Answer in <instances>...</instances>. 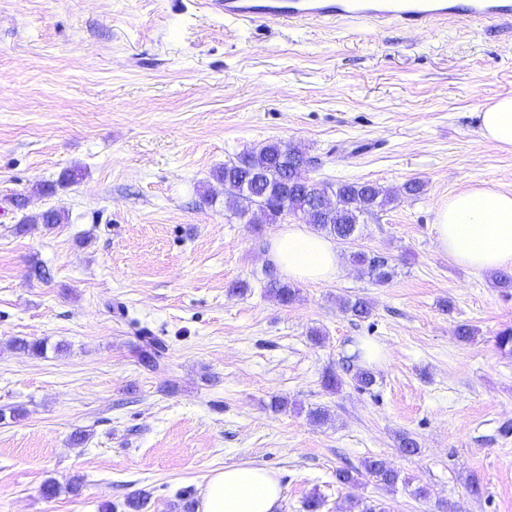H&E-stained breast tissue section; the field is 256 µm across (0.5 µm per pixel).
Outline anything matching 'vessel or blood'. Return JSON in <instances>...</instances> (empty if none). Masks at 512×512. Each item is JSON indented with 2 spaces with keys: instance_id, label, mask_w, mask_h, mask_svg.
Listing matches in <instances>:
<instances>
[{
  "instance_id": "obj_1",
  "label": "vessel or blood",
  "mask_w": 512,
  "mask_h": 512,
  "mask_svg": "<svg viewBox=\"0 0 512 512\" xmlns=\"http://www.w3.org/2000/svg\"><path fill=\"white\" fill-rule=\"evenodd\" d=\"M226 18L282 27L345 23L368 28L413 31L448 18L490 24L512 18V0H208Z\"/></svg>"
}]
</instances>
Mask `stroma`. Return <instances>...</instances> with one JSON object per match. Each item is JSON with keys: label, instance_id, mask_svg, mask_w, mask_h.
Segmentation results:
<instances>
[{"label": "stroma", "instance_id": "35a3bbf8", "mask_svg": "<svg viewBox=\"0 0 512 512\" xmlns=\"http://www.w3.org/2000/svg\"><path fill=\"white\" fill-rule=\"evenodd\" d=\"M504 95L512 25L356 34L243 25L205 0H0V512H131L141 491L142 512H185L214 470L244 462L278 475L280 512L314 493L320 512H512V353L495 345L512 294L432 232L449 195L512 192V150L477 118ZM269 141L321 159L314 181L393 196L339 244L342 273L288 305L254 278L281 223L231 219L213 177ZM48 210L65 222L44 224ZM357 251L388 258L392 280L349 263ZM358 296L369 319L340 308ZM130 316L165 342L164 370L140 364ZM359 341L386 350L376 385L325 390ZM402 433L417 454L400 453ZM371 456L402 483H337Z\"/></svg>", "mask_w": 512, "mask_h": 512}]
</instances>
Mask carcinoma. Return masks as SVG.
Here are the masks:
<instances>
[{
    "mask_svg": "<svg viewBox=\"0 0 512 512\" xmlns=\"http://www.w3.org/2000/svg\"><path fill=\"white\" fill-rule=\"evenodd\" d=\"M306 159L307 153L296 144L271 142L245 153L236 161L224 164L215 173L217 180H245L251 185L250 193L227 197L225 208L239 221L255 209L268 211L272 220L284 205L295 216L313 210L316 215L312 224L314 230L338 241L348 242L356 237L364 217L375 214L376 210L390 203V196L372 183L339 181L320 185V189L329 195L331 206L319 207L318 195L307 192L302 184L293 179L296 166ZM352 261L363 267L377 284H386L393 277V269L383 256L358 252L352 255ZM265 278L267 292L276 301L287 305L296 299L297 289L281 282L273 270H267ZM341 308L359 320L367 319L372 314L370 302L363 298L353 301L346 299ZM138 340L140 362L153 370L158 369L166 351L164 342L145 333ZM365 476L376 479L386 488L395 486L399 481V472L385 460L370 457L363 461L360 470L336 471V482L354 486Z\"/></svg>",
    "mask_w": 512,
    "mask_h": 512,
    "instance_id": "1",
    "label": "carcinoma"
}]
</instances>
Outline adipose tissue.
Instances as JSON below:
<instances>
[{
  "mask_svg": "<svg viewBox=\"0 0 512 512\" xmlns=\"http://www.w3.org/2000/svg\"><path fill=\"white\" fill-rule=\"evenodd\" d=\"M482 136L512 148V96L496 99L479 112ZM439 249L474 272L512 270V193L474 186L449 196L433 226ZM270 256L289 280L331 281L343 260L331 238L303 224L281 229ZM283 500L277 476L266 468L239 464L214 471L201 492L199 512H279Z\"/></svg>",
  "mask_w": 512,
  "mask_h": 512,
  "instance_id": "1",
  "label": "adipose tissue"
}]
</instances>
